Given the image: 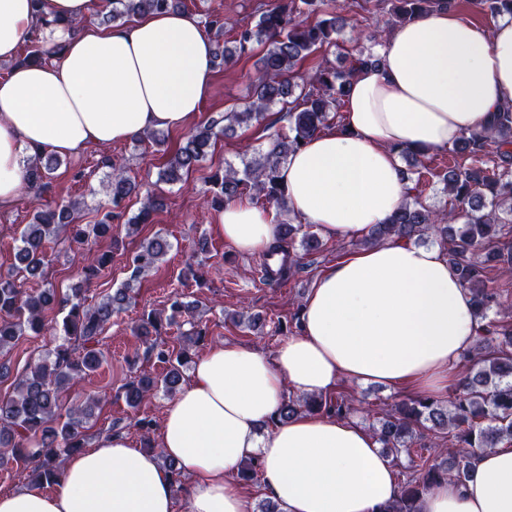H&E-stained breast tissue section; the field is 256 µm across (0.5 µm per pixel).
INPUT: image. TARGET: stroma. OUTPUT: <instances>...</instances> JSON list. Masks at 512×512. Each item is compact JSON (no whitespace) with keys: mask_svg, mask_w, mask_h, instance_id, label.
<instances>
[{"mask_svg":"<svg viewBox=\"0 0 512 512\" xmlns=\"http://www.w3.org/2000/svg\"><path fill=\"white\" fill-rule=\"evenodd\" d=\"M263 2L185 0L187 12L198 19H206L213 13L223 14L229 29L254 20ZM344 16L346 24L338 36L337 45L308 56L299 65V72L311 71L325 62L340 66L342 55L352 46L354 32L370 31L380 13L375 0H365L363 5L347 8ZM264 52V46L258 45L247 55L215 67L210 96L192 119V127L202 126L225 112L243 107ZM186 136V131H172L162 146L131 139L106 148L91 147L80 155L61 158L47 190L22 189L11 206L0 209V274L6 275L13 269L16 239L36 211L49 204L78 200L83 204L77 215L78 223L92 224L101 218L107 205L102 183L109 174L104 159L124 164L131 180L139 186L138 194L125 203L126 217L138 212L147 193L165 199L166 205L155 213L153 223L139 225L131 233L124 220H119L112 224L110 239L89 242V249L112 254L111 267L91 285L81 282L76 251L57 240L46 243L44 281L25 283L26 288L35 289L46 282L63 294L77 288L86 304L93 305L129 278L133 256L142 241L159 234L171 243L170 251L158 268L137 282L131 305L115 315L101 334L100 346L105 353L102 366L64 394V402L69 407L83 402L87 396H99L100 403L84 428L87 443L91 446L110 429L124 433L134 447H142L135 420L146 416L153 422H160L172 401L171 396L160 393L134 411L119 395L121 386L133 372L145 369L158 375L163 371L161 365L146 356L142 339L134 333L142 313L167 312L169 298L177 292L190 304L192 314L201 318L209 328L206 341L191 348L192 358H199L211 346L224 342L253 346L271 356L282 340L299 333L297 312L318 273L354 248L352 241L326 238L318 251L308 254L300 244H292L291 253L303 265L299 274L278 282L264 281L261 252L241 251L218 232L220 212L209 204L208 183L209 176L217 169L239 166L242 154L266 147L261 126L242 127L233 135L218 137L211 154L183 181L176 184L160 182V169ZM456 158L454 149L449 148L427 158L402 161L401 167L408 173L412 195L434 208H449L450 199L443 191L438 174ZM202 239L208 242L204 252L198 248ZM248 319L256 320L255 329L245 327L244 322ZM339 389L355 405L361 406L356 420L365 428L371 421L365 417L364 408L378 410L409 396L408 391H393L378 384L344 382Z\"/></svg>","mask_w":512,"mask_h":512,"instance_id":"stroma-1","label":"stroma"}]
</instances>
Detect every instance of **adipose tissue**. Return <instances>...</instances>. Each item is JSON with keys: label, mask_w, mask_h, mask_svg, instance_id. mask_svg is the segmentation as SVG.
I'll list each match as a JSON object with an SVG mask.
<instances>
[{"label": "adipose tissue", "mask_w": 512, "mask_h": 512, "mask_svg": "<svg viewBox=\"0 0 512 512\" xmlns=\"http://www.w3.org/2000/svg\"><path fill=\"white\" fill-rule=\"evenodd\" d=\"M95 0H0V207L24 185L35 153L76 156L151 129L181 130L213 82L214 46L192 14L168 10L107 28ZM39 37L50 61L16 63ZM378 66L353 74L344 123L289 156L280 182L292 213L331 239L387 221L408 186L400 153L431 155L487 133L512 106V18L492 26L443 7L399 27ZM218 231L243 250L273 243L268 210L226 204ZM478 324L467 288L436 247L387 241L343 255L316 276L301 330L274 355L234 343L210 348L167 408L159 451L121 433L71 455L55 491L0 494V512H175V461L190 478L189 512H251L236 479L256 456L260 481L283 512H381L398 495L393 465L357 423L302 413L269 419L286 392L321 396L341 381L430 393L457 379ZM423 512H512V443L477 450L464 484L430 491Z\"/></svg>", "instance_id": "obj_1"}]
</instances>
